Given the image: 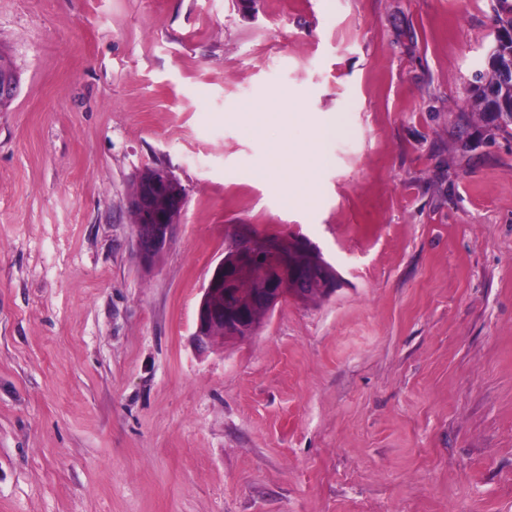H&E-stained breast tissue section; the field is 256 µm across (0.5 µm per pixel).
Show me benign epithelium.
I'll list each match as a JSON object with an SVG mask.
<instances>
[{"instance_id":"obj_1","label":"benign epithelium","mask_w":512,"mask_h":512,"mask_svg":"<svg viewBox=\"0 0 512 512\" xmlns=\"http://www.w3.org/2000/svg\"><path fill=\"white\" fill-rule=\"evenodd\" d=\"M498 84L487 90L481 108L498 116L512 117V102L507 91L512 88V61L498 63ZM18 93V80L10 67L0 69V110L9 106ZM185 204V189L164 167L152 166L139 171L130 205L135 218V232L140 256L155 259L171 238ZM310 263L323 268L319 291L328 296L336 289L337 273L324 260L317 245L305 236L260 234L241 224L224 248V258L216 265L200 300L194 339L199 345L224 338H247L255 333L257 321L251 310L271 311L290 298L305 302L308 292L297 278V269ZM243 276L258 280L256 295L239 305L231 317H224V296L234 291Z\"/></svg>"}]
</instances>
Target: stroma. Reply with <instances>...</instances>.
<instances>
[{
  "label": "stroma",
  "instance_id": "1",
  "mask_svg": "<svg viewBox=\"0 0 512 512\" xmlns=\"http://www.w3.org/2000/svg\"><path fill=\"white\" fill-rule=\"evenodd\" d=\"M491 16L0 0V512H512V119L473 105ZM146 165L187 193L149 264ZM238 224L306 236L339 283L200 349ZM18 93V80L10 67L0 69V110L9 106Z\"/></svg>",
  "mask_w": 512,
  "mask_h": 512
}]
</instances>
